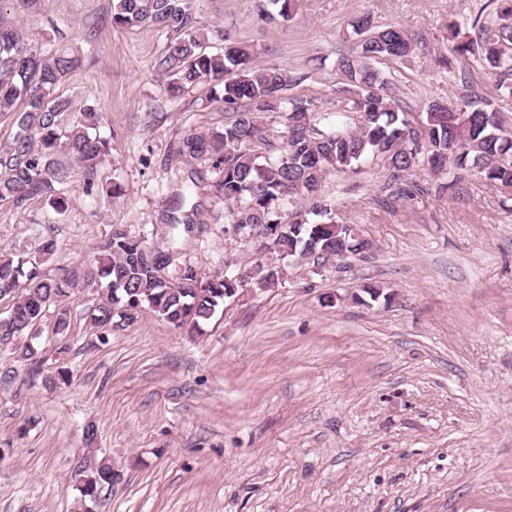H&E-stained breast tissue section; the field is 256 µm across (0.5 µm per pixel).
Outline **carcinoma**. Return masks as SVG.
<instances>
[{"mask_svg":"<svg viewBox=\"0 0 512 512\" xmlns=\"http://www.w3.org/2000/svg\"><path fill=\"white\" fill-rule=\"evenodd\" d=\"M262 19L291 18L295 0H269ZM197 0H116L112 15L117 26H155L178 37L165 50L158 67L166 76L167 93L176 97L200 83L209 85L211 101L232 113L221 129L186 134L175 157L209 162L215 174V197L224 204L230 224H254L270 235L274 254L296 258L309 245L317 259H361L369 243L338 224L332 203L321 194L332 170L357 173L362 166L383 167L395 194L411 198L423 191L410 176L424 168L435 176L457 177L474 170L484 179L512 187V132L496 113L469 99L433 101L415 114L389 93V81L371 65L377 60H401L416 50L415 39L402 27L374 25L368 14L350 23L356 36L352 52L337 62L336 110L312 96L286 99L288 69L258 64L251 48L222 34V51H207L209 36L198 25ZM499 27L479 43L460 39L453 29L448 55L439 59L452 68L458 56L478 54L501 95L512 96V0H495ZM80 62V49L62 45L44 52L24 30L0 23V116L15 118L17 131L0 150V202L21 205L52 191L66 179L67 153L93 182L111 155L112 139L97 134L102 112L88 106L67 126L59 115L66 103L46 98ZM270 114L282 127L280 144L269 140L260 116ZM145 240L116 227L81 267L49 277L42 262L0 252V299L14 300L10 314L0 318V342L35 336L50 306H59L75 291L98 288L100 304L89 313L90 325L112 329L136 322L145 313L163 318L179 329L198 333L224 306L230 288L239 282L204 278L186 265L170 273L167 254L154 250L148 263L141 250ZM284 268L269 262L251 277L256 288L278 284ZM112 465L91 466L80 489L93 500L112 484Z\"/></svg>","mask_w":512,"mask_h":512,"instance_id":"cac0c4a2","label":"carcinoma"}]
</instances>
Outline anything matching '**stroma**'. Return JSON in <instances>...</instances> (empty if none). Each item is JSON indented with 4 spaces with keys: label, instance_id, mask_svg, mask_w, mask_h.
<instances>
[{
    "label": "stroma",
    "instance_id": "obj_1",
    "mask_svg": "<svg viewBox=\"0 0 512 512\" xmlns=\"http://www.w3.org/2000/svg\"><path fill=\"white\" fill-rule=\"evenodd\" d=\"M113 3L0 12L44 49L80 47L52 96L73 112L101 107L112 140L96 191L78 168L55 187L63 214L44 195L1 205L0 250L33 257L53 239L42 267L54 276L86 264L118 224L170 251L172 268L237 273L256 257L224 223L213 172L172 154L186 132L222 128L224 108L203 86L169 97L156 63L170 33L113 27ZM259 4L200 0L198 22L212 47L221 31L286 66L285 97L335 101L349 23L368 14L418 41L412 58L382 64L391 94L421 112L471 93L512 130V98L476 58L436 64L450 23L469 39L474 20L496 28L492 0H298L286 23L261 21ZM414 179L425 192L396 200L381 169L329 172L321 193L368 257L345 270L284 261L278 285L239 290L203 335L150 314L92 328L99 296L86 288L67 300L65 327L47 311L39 370L20 357L26 337L0 342V512H512V192L475 172L444 191L427 171ZM185 193L200 215L170 226ZM93 456L121 478L86 502Z\"/></svg>",
    "mask_w": 512,
    "mask_h": 512
}]
</instances>
